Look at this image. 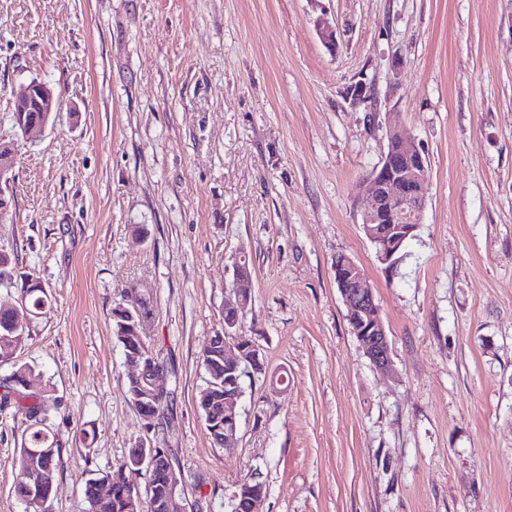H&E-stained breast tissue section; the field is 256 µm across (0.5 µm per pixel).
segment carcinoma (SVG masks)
<instances>
[{
    "instance_id": "cac0c4a2",
    "label": "carcinoma",
    "mask_w": 512,
    "mask_h": 512,
    "mask_svg": "<svg viewBox=\"0 0 512 512\" xmlns=\"http://www.w3.org/2000/svg\"><path fill=\"white\" fill-rule=\"evenodd\" d=\"M409 238L405 233L393 231L389 237L370 239L376 253L388 252L398 255ZM48 299L44 289L33 284L20 297V303L0 305V364L9 362L16 352L25 346L27 336L23 331L14 329L16 308L25 307L29 315L36 317L47 307ZM155 314V302L152 289L147 286L134 285L126 291V309L115 311L116 338L124 352L135 351L138 354L141 376L137 380H129L128 391L132 401H137L142 388L146 387L148 379L164 369L165 359L160 352H152L145 346V329ZM201 364L206 378L205 384L199 391L198 406L204 418L207 433L213 445H218L216 438L224 436V414L212 415L207 411L212 402L224 396V361L218 360L208 351H203ZM32 369L26 365H13L11 373L0 379V405L12 406L24 416L27 422L26 434L22 438L20 448L15 457L17 470L13 486L14 495L25 503L36 496V487L30 478L32 470V449H47L52 457L50 481H55L56 473L61 465L62 457L59 440L47 432V422L50 416L59 408L56 400L41 394L28 391V379ZM172 405V392L167 391L157 395V402L147 409L151 420L145 422L150 429L158 428L161 418ZM142 449H131L128 457L117 468L105 472L101 478L89 483L84 491L88 512H151V504L161 498L167 491L164 473L159 470H149L147 466H139L136 460L140 458ZM148 473L146 497L137 493V484L133 476ZM109 483V492L103 497L98 492V485Z\"/></svg>"
}]
</instances>
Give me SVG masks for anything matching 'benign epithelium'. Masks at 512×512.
<instances>
[{
  "label": "benign epithelium",
  "mask_w": 512,
  "mask_h": 512,
  "mask_svg": "<svg viewBox=\"0 0 512 512\" xmlns=\"http://www.w3.org/2000/svg\"><path fill=\"white\" fill-rule=\"evenodd\" d=\"M38 103L39 111L48 114L56 111L57 100L53 90L45 83L34 80L26 84L16 95L13 111L29 112L33 103ZM390 138L396 142L388 154L384 155L381 164L374 170L371 185L367 193V205L362 213V224L370 237L376 236L372 224H401L413 231L412 225L422 223L426 207L424 185L430 176L428 159L407 136L406 133L392 129ZM8 148L0 157V223L8 217L12 199L7 196L1 184L10 180L16 163L17 148L15 143L0 145V150ZM345 269L343 278L346 287L342 288V296L348 309V318L361 348L370 362L379 369L392 366L391 347L385 326L380 317V308L375 301L373 288L362 266L347 256L341 262ZM252 284L242 272H236V301L228 308L240 311L249 301ZM255 367L263 366L258 349L249 344L224 340V363L227 368L237 370L242 363ZM242 397L238 385L224 383V444L237 440L239 427L236 424V407ZM151 463L164 469V475L170 488L167 497L152 504V512H178L176 496L184 483V476L168 459L166 451L161 448H150ZM266 496V487L258 476L243 479L233 495L234 512H254L256 504Z\"/></svg>",
  "instance_id": "benign-epithelium-1"
}]
</instances>
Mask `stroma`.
Listing matches in <instances>:
<instances>
[{"mask_svg":"<svg viewBox=\"0 0 512 512\" xmlns=\"http://www.w3.org/2000/svg\"><path fill=\"white\" fill-rule=\"evenodd\" d=\"M34 79L59 111L25 138L12 101ZM393 127L431 170L388 266L362 212ZM1 137L18 157L0 301L31 283L50 300L16 354L62 404L49 512H85L86 484L156 435L186 512H230L255 472L259 512H512V0H0ZM341 254L370 279L392 371L352 333ZM243 256L235 338L266 374L246 380L239 438L219 448L201 356ZM135 284L155 301L145 343L174 366L155 434L114 334ZM24 428L0 411V512H32L13 493Z\"/></svg>","mask_w":512,"mask_h":512,"instance_id":"stroma-1","label":"stroma"}]
</instances>
